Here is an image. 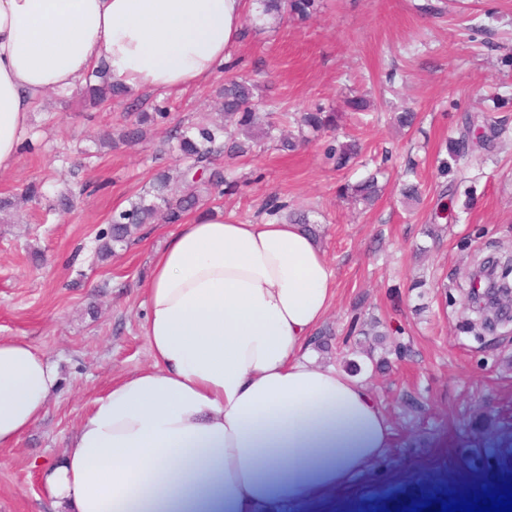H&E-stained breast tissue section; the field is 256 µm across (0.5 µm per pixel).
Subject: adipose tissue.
I'll return each instance as SVG.
<instances>
[{
    "mask_svg": "<svg viewBox=\"0 0 512 512\" xmlns=\"http://www.w3.org/2000/svg\"><path fill=\"white\" fill-rule=\"evenodd\" d=\"M246 0H0V172L37 106L99 64L133 90L174 94L224 72ZM334 272L300 225L217 209L187 218L143 283L148 366L93 399L45 476L61 512H297L334 504L389 443L365 382L317 363L311 337ZM53 362L0 339V447L46 411ZM327 466L279 498L260 486Z\"/></svg>",
    "mask_w": 512,
    "mask_h": 512,
    "instance_id": "adipose-tissue-1",
    "label": "adipose tissue"
}]
</instances>
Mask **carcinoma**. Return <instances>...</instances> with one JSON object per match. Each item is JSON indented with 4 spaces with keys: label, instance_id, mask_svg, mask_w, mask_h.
<instances>
[{
    "label": "carcinoma",
    "instance_id": "1",
    "mask_svg": "<svg viewBox=\"0 0 512 512\" xmlns=\"http://www.w3.org/2000/svg\"><path fill=\"white\" fill-rule=\"evenodd\" d=\"M260 15L275 19L279 23L288 16L310 18L321 10V0H256ZM78 95L97 106L108 100L123 98L127 92L123 85L112 80L104 69L95 72L94 79L87 83ZM217 118H204L191 123H178L169 130L162 144L176 143L180 164L174 167H160L155 170L149 187L137 200L112 215L109 230L101 235L100 253L112 255L118 247L135 241L148 224H180L193 210L203 203L215 204L224 197V169L216 166L219 157H245L253 153L262 143L269 141L281 152H292L309 141V135L335 134L338 124L336 112L316 105L300 113L296 118L298 134L291 137L278 136L280 118L288 117L284 112L276 117L274 98L262 92L258 85L246 77H235L218 85L212 94ZM131 116L129 124L118 134V140L126 144H137L158 127L170 122L167 108L156 104L152 111L139 109L138 105L128 106ZM482 130L480 138L492 140L499 135L500 128L486 111L468 118L465 132L456 140L449 141L448 158L441 161L440 171L447 174L452 164L459 163L469 151L471 135ZM361 153V144L352 139L328 147V156L335 160L336 168L349 165ZM346 196L366 208L378 199L381 187L377 175L343 187ZM43 198L42 186L30 183L19 195L0 197V214L6 216L17 209L18 204L39 203ZM487 270L500 268L504 275L493 280L492 287L503 305L512 303L508 292L512 279V257L504 259L488 256L477 263ZM500 323L498 314H488L477 319L464 321V328L473 336H480L493 330Z\"/></svg>",
    "mask_w": 512,
    "mask_h": 512
}]
</instances>
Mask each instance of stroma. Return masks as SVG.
I'll return each mask as SVG.
<instances>
[{
    "mask_svg": "<svg viewBox=\"0 0 512 512\" xmlns=\"http://www.w3.org/2000/svg\"><path fill=\"white\" fill-rule=\"evenodd\" d=\"M230 61V75L272 85L282 111L333 109L342 132L363 146L359 162L341 170L324 136L294 153L258 148L230 161L244 185L219 203L225 214L259 221L263 201L275 195L315 222L336 278L322 323L329 346L318 361L342 365L339 347L348 345L390 425L386 451L354 475L338 503L370 491L376 512H395L414 496L488 488L489 476L512 460V323L480 340L465 333L459 288L476 254L512 251V0H324L309 19L263 32L243 25ZM213 87L209 80L137 100L146 108L166 101L175 121L196 118L209 111ZM357 92L368 101L361 112L347 107ZM493 94L502 101L494 116L504 134L439 176L448 138ZM405 108L419 121L402 132L390 116ZM125 116L122 102L87 110L50 94L31 117L34 151L20 152L0 174V196L31 182L53 195L74 179L70 156L89 155L76 179L91 190L71 213L32 204L0 224V338H25L59 372L47 412L13 447L0 448V512H55L43 472L62 459L91 400L150 361L141 284L173 227L147 225L111 259L98 255L113 211L148 185L161 139L102 145V134L119 131ZM378 169L384 192L374 206L343 198L344 185ZM410 170L423 191L412 208L400 195ZM441 198L455 218L432 238L426 228ZM357 317L368 336L350 335ZM388 332L398 334L403 354L377 370L360 345L383 355Z\"/></svg>",
    "mask_w": 512,
    "mask_h": 512,
    "instance_id": "35a3bbf8",
    "label": "stroma"
}]
</instances>
